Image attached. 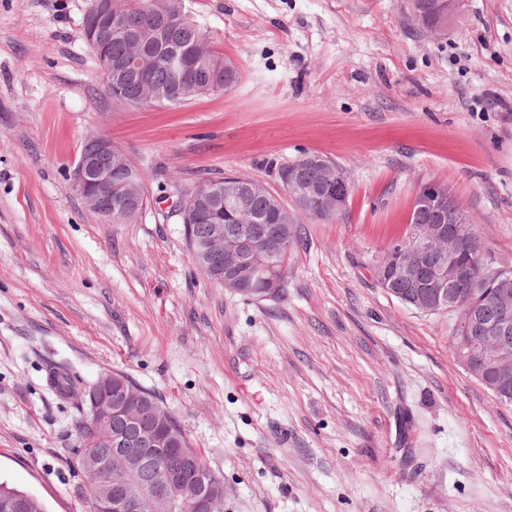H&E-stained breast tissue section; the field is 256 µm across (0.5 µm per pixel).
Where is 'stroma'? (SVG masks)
<instances>
[{
	"mask_svg": "<svg viewBox=\"0 0 512 512\" xmlns=\"http://www.w3.org/2000/svg\"><path fill=\"white\" fill-rule=\"evenodd\" d=\"M91 0H0V480L88 512L69 461L78 404L53 361L156 395L224 479V512H512V406L459 365L455 314H425L372 264L420 181L448 185L490 268L512 269V0H465L441 34L408 0H182L240 72L221 94L131 108L81 36ZM112 138L146 176L131 224L69 177ZM323 154L338 220L300 219L288 286L210 282L178 203L209 178ZM46 378L48 384L63 398H71L81 394L87 387L78 381L70 372L65 362H54L46 366Z\"/></svg>",
	"mask_w": 512,
	"mask_h": 512,
	"instance_id": "obj_1",
	"label": "stroma"
}]
</instances>
